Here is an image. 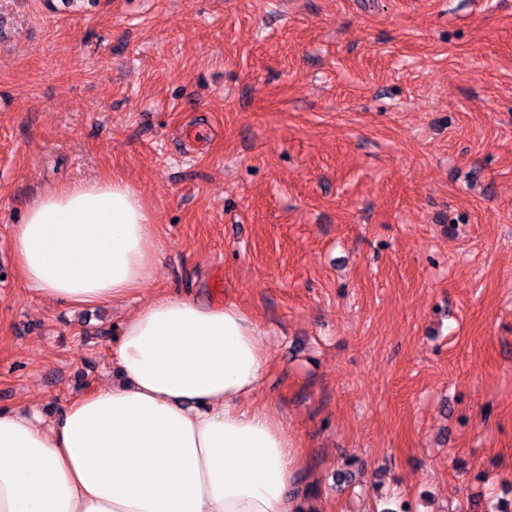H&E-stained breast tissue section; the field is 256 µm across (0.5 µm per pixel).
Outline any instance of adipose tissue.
<instances>
[{
    "label": "adipose tissue",
    "mask_w": 512,
    "mask_h": 512,
    "mask_svg": "<svg viewBox=\"0 0 512 512\" xmlns=\"http://www.w3.org/2000/svg\"><path fill=\"white\" fill-rule=\"evenodd\" d=\"M156 229L118 178L39 194L10 246L27 284L66 305L118 304L152 279ZM263 332L234 303L163 294L122 325V381L54 419L0 409V512H316L297 452L252 398Z\"/></svg>",
    "instance_id": "adipose-tissue-1"
}]
</instances>
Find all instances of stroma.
<instances>
[{
    "mask_svg": "<svg viewBox=\"0 0 512 512\" xmlns=\"http://www.w3.org/2000/svg\"><path fill=\"white\" fill-rule=\"evenodd\" d=\"M103 176L156 274L48 301L11 227ZM176 291L265 331L254 401L318 512L512 503V0H0V408L120 382Z\"/></svg>",
    "mask_w": 512,
    "mask_h": 512,
    "instance_id": "35a3bbf8",
    "label": "stroma"
}]
</instances>
